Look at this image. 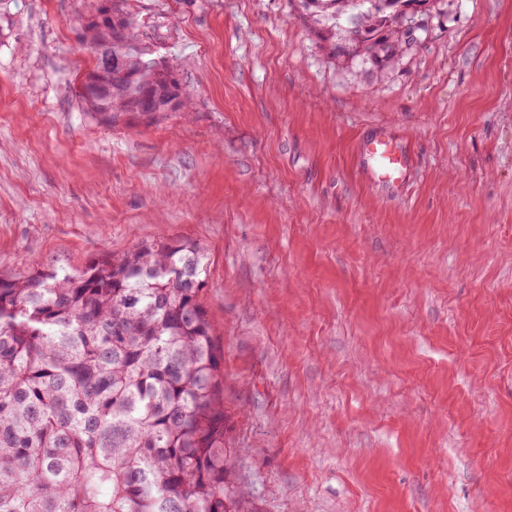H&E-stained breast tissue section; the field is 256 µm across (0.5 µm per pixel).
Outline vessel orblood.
<instances>
[{
  "label": "vessel or blood",
  "instance_id": "1",
  "mask_svg": "<svg viewBox=\"0 0 512 512\" xmlns=\"http://www.w3.org/2000/svg\"><path fill=\"white\" fill-rule=\"evenodd\" d=\"M357 159L368 183L391 194L400 193L406 185L413 162L409 144L385 124L371 127L362 136Z\"/></svg>",
  "mask_w": 512,
  "mask_h": 512
}]
</instances>
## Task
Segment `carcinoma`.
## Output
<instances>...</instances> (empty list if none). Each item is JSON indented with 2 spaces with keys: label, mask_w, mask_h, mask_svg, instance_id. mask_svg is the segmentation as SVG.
I'll return each mask as SVG.
<instances>
[{
  "label": "carcinoma",
  "mask_w": 512,
  "mask_h": 512,
  "mask_svg": "<svg viewBox=\"0 0 512 512\" xmlns=\"http://www.w3.org/2000/svg\"><path fill=\"white\" fill-rule=\"evenodd\" d=\"M78 19L81 38L124 59L112 71L114 126L146 111L144 87L167 80L125 53L138 40L128 0ZM330 53L343 27L382 63L405 45L398 15L430 0H299ZM0 275V512H236L242 497L224 448L222 355L200 300L207 252L189 238L137 242L80 273L32 263Z\"/></svg>",
  "instance_id": "obj_1"
}]
</instances>
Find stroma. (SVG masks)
<instances>
[{"mask_svg": "<svg viewBox=\"0 0 512 512\" xmlns=\"http://www.w3.org/2000/svg\"><path fill=\"white\" fill-rule=\"evenodd\" d=\"M95 6L0 0V273L201 242L241 512H512V0H429L381 67L297 0H128L186 103L115 127L78 97ZM357 159L368 183L386 193L399 194L408 181L411 147L386 124H377L362 136Z\"/></svg>", "mask_w": 512, "mask_h": 512, "instance_id": "obj_1", "label": "stroma"}]
</instances>
